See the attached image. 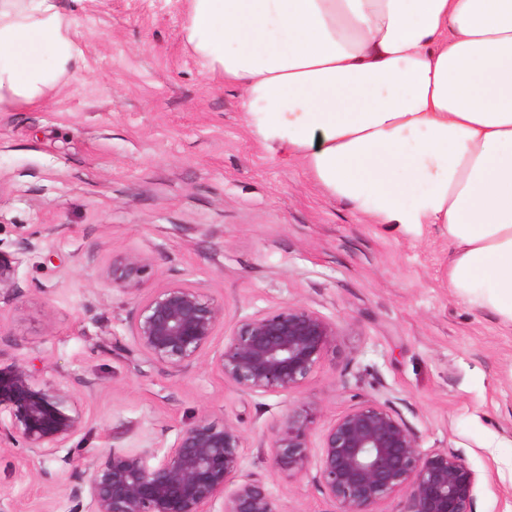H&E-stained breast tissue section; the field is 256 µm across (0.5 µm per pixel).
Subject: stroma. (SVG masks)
Here are the masks:
<instances>
[{
	"instance_id": "35a3bbf8",
	"label": "stroma",
	"mask_w": 512,
	"mask_h": 512,
	"mask_svg": "<svg viewBox=\"0 0 512 512\" xmlns=\"http://www.w3.org/2000/svg\"><path fill=\"white\" fill-rule=\"evenodd\" d=\"M83 61L42 106L0 112V251L18 296L0 300V365L44 359L83 416L85 462L111 448L163 456L198 415L241 422L243 471L284 512H334L313 475L271 474L273 425L316 411L312 442L353 403H387L423 449L460 453L476 512H512V333L448 287V241L368 223L302 161L248 133L240 91L204 77L183 0H59ZM35 247L24 251L23 239ZM146 256L150 285L188 283L224 302V327L279 305L334 321L339 338L302 387L246 394L211 367L175 371L133 349L135 303L104 272ZM62 456L0 452V512H73Z\"/></svg>"
}]
</instances>
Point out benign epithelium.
I'll list each match as a JSON object with an SVG mask.
<instances>
[{"mask_svg": "<svg viewBox=\"0 0 512 512\" xmlns=\"http://www.w3.org/2000/svg\"><path fill=\"white\" fill-rule=\"evenodd\" d=\"M150 263L139 253L112 261V288L135 301L134 348L148 361L177 371L208 362L225 382L245 393L299 390L336 346V323L299 304L285 303L240 320L224 335L222 350L207 352L224 327V303L205 289L183 283L149 288ZM16 258L0 252V296H16ZM0 448H22L38 457L68 448L83 417L71 394L40 378L25 358L0 367ZM316 412L303 405L273 426L267 438L272 472L306 474ZM244 431L237 422L216 424L201 415L179 432L154 462L145 454L114 448L87 468L69 492L74 512H284L263 477L242 473ZM315 479L337 512H376L399 496L401 512H475L478 474L462 455L421 449L419 436L385 403L352 406L321 434Z\"/></svg>", "mask_w": 512, "mask_h": 512, "instance_id": "7a95c632", "label": "benign epithelium"}]
</instances>
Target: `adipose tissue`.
Instances as JSON below:
<instances>
[{
    "label": "adipose tissue",
    "mask_w": 512,
    "mask_h": 512,
    "mask_svg": "<svg viewBox=\"0 0 512 512\" xmlns=\"http://www.w3.org/2000/svg\"><path fill=\"white\" fill-rule=\"evenodd\" d=\"M250 135L370 223L448 240V286L512 329V0H185ZM82 57L57 0H0V109Z\"/></svg>",
    "instance_id": "adipose-tissue-1"
}]
</instances>
